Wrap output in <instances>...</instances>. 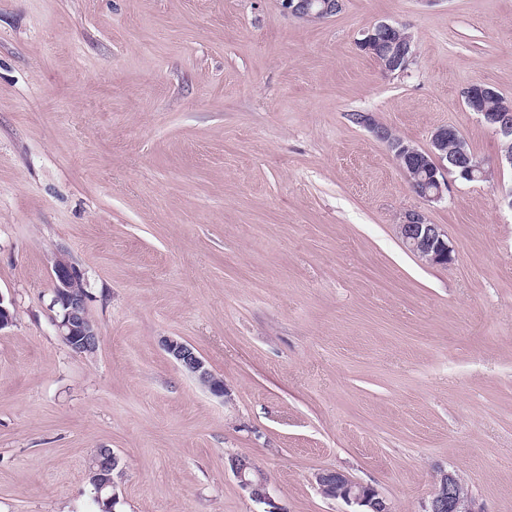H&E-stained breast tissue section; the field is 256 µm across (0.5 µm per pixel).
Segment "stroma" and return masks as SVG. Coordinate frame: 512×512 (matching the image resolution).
Here are the masks:
<instances>
[{
	"mask_svg": "<svg viewBox=\"0 0 512 512\" xmlns=\"http://www.w3.org/2000/svg\"><path fill=\"white\" fill-rule=\"evenodd\" d=\"M380 22L411 34L408 73L358 48ZM473 84L512 99V0H342L322 22L277 0H0V512H98L99 448L124 468L118 512H254L234 454L288 512H345L321 470L394 512L446 470L478 512H512V169L428 204L350 118L424 149L448 125L490 163ZM412 209L451 264L404 247ZM60 248L90 356L54 326ZM83 273L65 257H56L52 266V300L54 307L61 304L62 313H58L56 326L64 343L76 354L90 355L96 352L100 336L98 327L88 311L89 295L76 296L72 293L88 292ZM75 283L74 288L72 284ZM170 358L196 378V380L216 397H226L228 391L224 381L214 375L201 354L189 343L176 338H168L163 343ZM315 481L325 497L358 508L350 512H393L391 504L375 488L354 482L341 471L321 470L315 474Z\"/></svg>",
	"mask_w": 512,
	"mask_h": 512,
	"instance_id": "stroma-1",
	"label": "stroma"
}]
</instances>
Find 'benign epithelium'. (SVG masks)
Masks as SVG:
<instances>
[{
    "label": "benign epithelium",
    "instance_id": "7a95c632",
    "mask_svg": "<svg viewBox=\"0 0 512 512\" xmlns=\"http://www.w3.org/2000/svg\"><path fill=\"white\" fill-rule=\"evenodd\" d=\"M278 6L289 16L309 21H324L335 15L338 9L336 0H278ZM358 45L388 74L402 75L413 62L411 37L393 24L380 22L372 26L363 33ZM464 100L468 110L478 114L499 136L498 165L512 167V100L501 97L486 85L478 84L467 89ZM354 119L388 145L412 191L428 203L441 202L448 197L451 177L477 181L484 169L482 161L469 150L453 127L437 128L431 135L430 148L423 150L378 126L366 113H356ZM396 230L402 243L425 263L448 265L453 261L447 234L439 225L429 223L423 211H407ZM81 278V270L68 259L60 256L54 260L51 304H60L63 308L56 318L58 334L74 353L82 356L96 352L100 336L98 327L89 315V295L76 296L71 291L72 284ZM163 346L170 358L211 394L227 396L224 381L214 375L191 344L168 338ZM119 465V458L112 456L97 471L94 479L96 495H101L104 490L110 491L114 507L119 503L116 492L118 479L123 476V469ZM228 466L240 489L254 503L262 506L261 512H286L277 502L269 478L249 457L235 456L228 461ZM315 481L324 496L353 504L357 507L356 512H393L391 504L375 488L357 483L341 471L321 470L315 474ZM423 512L475 510L463 483L455 475L442 472Z\"/></svg>",
    "mask_w": 512,
    "mask_h": 512
}]
</instances>
